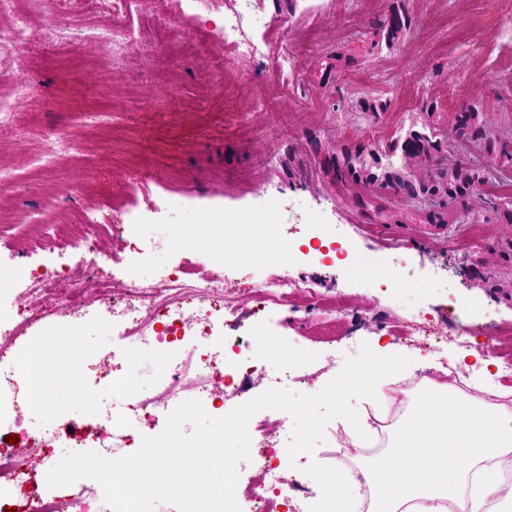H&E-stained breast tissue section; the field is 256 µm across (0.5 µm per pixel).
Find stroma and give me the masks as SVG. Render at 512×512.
Wrapping results in <instances>:
<instances>
[{
	"instance_id": "stroma-1",
	"label": "stroma",
	"mask_w": 512,
	"mask_h": 512,
	"mask_svg": "<svg viewBox=\"0 0 512 512\" xmlns=\"http://www.w3.org/2000/svg\"><path fill=\"white\" fill-rule=\"evenodd\" d=\"M238 6L217 0L214 10L180 20L162 40L158 18L178 17L176 0H133L111 23L133 29L141 44L110 71L73 45L44 40L51 27L77 33L98 23L97 0H43L28 15V49L0 65V93L14 102L13 111L0 112V158L13 161L0 176L12 194V220L0 226V275L75 266L76 254L59 233L33 255L18 245L33 226L80 224L87 213L104 212L121 227L119 242L97 256L105 273L150 283L201 264L243 282L251 269L240 263L239 246L254 245L252 225L267 223L294 249L291 261L270 264V274L316 279L346 297L354 337L408 353L420 377L440 378L433 337L452 328H469L501 356L500 332L512 327V259L501 245L512 238V224L498 223L487 209L481 238L465 224L440 231L395 197L384 200L388 216H377L358 205L367 188L338 181L328 158L360 143L385 147L428 123L448 133L454 112L469 107L512 138V0H256L255 10L271 22L270 55L260 63L213 54L215 26ZM397 6L412 25L389 49L378 45L376 32ZM284 50L293 70L271 81ZM365 98L385 103V112H361ZM317 213L347 225L349 259L334 262L309 237L304 219ZM218 222L235 225L232 239L215 233ZM200 234L213 235L211 250L197 247ZM371 253L411 269L412 316L402 315L395 287L379 285L357 265ZM446 274L454 283L448 295L435 283ZM297 306L294 319L283 321L242 305L225 333L243 341L265 335L273 349L260 362L270 368L288 352L308 357L312 378L292 389L315 394L343 368L350 338L326 345L313 300ZM401 319L426 329L408 350L390 333ZM30 334L70 342L84 356L83 387H96L97 364L110 355L113 337L99 326L96 308L83 319L49 315ZM329 347L332 365L322 358ZM65 393L56 389L53 410L23 408L29 432L60 417L80 427L94 421V405ZM338 426L329 422L322 444L289 463L303 484L314 486L319 469L335 466L322 451L333 447Z\"/></svg>"
}]
</instances>
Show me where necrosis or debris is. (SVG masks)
<instances>
[{"label":"necrosis or debris","mask_w":512,"mask_h":512,"mask_svg":"<svg viewBox=\"0 0 512 512\" xmlns=\"http://www.w3.org/2000/svg\"><path fill=\"white\" fill-rule=\"evenodd\" d=\"M265 27L259 13L246 16L236 12L225 16L216 43L230 49L237 58L253 59L263 53L256 34ZM79 42L87 54L109 58L138 46L135 33L127 30L105 35L92 28L81 32ZM113 229L105 214L73 225L70 237L80 252L76 272L33 268L17 286L29 309L39 312L46 304L54 303L70 315L80 314L86 307L87 291H94L101 315L120 321L112 347L114 362L133 364L164 344L169 345L170 352L151 383L123 385L119 398L103 404L94 423L79 432L68 433L59 425L25 436L23 443L9 450H0V512L7 507L15 512H110L103 497L83 484L17 499V492L31 480L28 462L34 450L69 448L78 452L91 446L102 456L115 458L132 440L139 423L167 417L173 410V400L182 392L193 391L196 400L208 405L225 400L230 392L251 399L269 388H285L303 379V359L285 363L277 370L257 367L253 363L254 344L226 337L224 325L244 300L264 310L293 311L295 299L315 294L311 283L287 274L269 275L263 258L253 263L249 280L236 284L224 283L198 269H181L147 286L100 275L92 256ZM77 272L85 281L84 287L73 285ZM28 325V320H21L0 336V392L15 388L21 381L29 399L44 401L52 395L60 364L71 361L72 355L66 350L51 355L36 353L28 347L21 361L8 359V351ZM287 421V411L265 409L249 422L250 460L245 467L252 475L237 486L235 496L250 502L252 512H302L308 498L303 484L287 479L283 468L272 464L280 452L276 439L285 431Z\"/></svg>","instance_id":"4bbe7bcc"}]
</instances>
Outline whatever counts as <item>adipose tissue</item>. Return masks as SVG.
I'll return each mask as SVG.
<instances>
[{
    "label": "adipose tissue",
    "mask_w": 512,
    "mask_h": 512,
    "mask_svg": "<svg viewBox=\"0 0 512 512\" xmlns=\"http://www.w3.org/2000/svg\"><path fill=\"white\" fill-rule=\"evenodd\" d=\"M409 371L406 360L377 350L349 373L334 399L355 445L365 446L374 431L348 408V392L392 405L386 389ZM509 456L512 409L426 378L390 428L386 453L369 462L363 479L320 474L311 506L316 512H512V480L501 468Z\"/></svg>",
    "instance_id": "obj_1"
}]
</instances>
